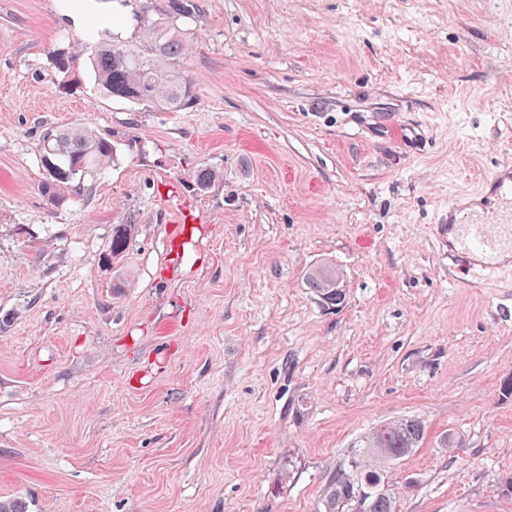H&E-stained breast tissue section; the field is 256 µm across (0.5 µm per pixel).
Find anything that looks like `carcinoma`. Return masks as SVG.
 I'll use <instances>...</instances> for the list:
<instances>
[{"mask_svg":"<svg viewBox=\"0 0 512 512\" xmlns=\"http://www.w3.org/2000/svg\"><path fill=\"white\" fill-rule=\"evenodd\" d=\"M185 46L183 32L174 23L150 22L143 42L100 44L87 67L104 96L181 111L193 103L191 86L170 69V62L184 54ZM115 154L112 139L85 126L46 128L40 148L44 196L52 205L64 202L66 192L81 189V180L106 169ZM128 239L127 226H116L109 256L125 252ZM304 280L325 304L338 307L344 302L345 290L336 287L341 276L335 267H311ZM425 434V426L412 417L374 427L336 469L326 489L325 512H397L396 493L385 483L383 472L415 452Z\"/></svg>","mask_w":512,"mask_h":512,"instance_id":"1","label":"carcinoma"}]
</instances>
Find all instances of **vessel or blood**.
Wrapping results in <instances>:
<instances>
[{"instance_id": "obj_1", "label": "vessel or blood", "mask_w": 512, "mask_h": 512, "mask_svg": "<svg viewBox=\"0 0 512 512\" xmlns=\"http://www.w3.org/2000/svg\"><path fill=\"white\" fill-rule=\"evenodd\" d=\"M480 200L454 199L440 213L434 236L449 265L497 271L512 265V163L500 164L483 182Z\"/></svg>"}]
</instances>
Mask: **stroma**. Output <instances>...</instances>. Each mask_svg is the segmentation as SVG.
<instances>
[{"instance_id": "obj_1", "label": "stroma", "mask_w": 512, "mask_h": 512, "mask_svg": "<svg viewBox=\"0 0 512 512\" xmlns=\"http://www.w3.org/2000/svg\"><path fill=\"white\" fill-rule=\"evenodd\" d=\"M172 2L0 0V499L324 512L412 416L399 512H512V275L458 287L431 233L512 157V0H193L179 112L56 71ZM70 124L116 156L54 206L39 140ZM325 261L338 308L304 284Z\"/></svg>"}]
</instances>
